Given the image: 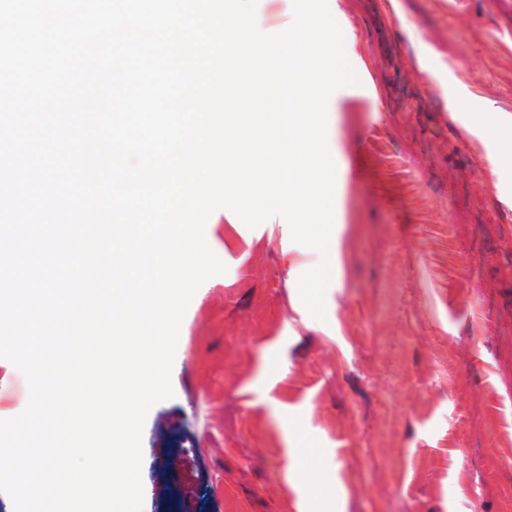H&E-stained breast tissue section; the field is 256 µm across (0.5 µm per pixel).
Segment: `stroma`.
Listing matches in <instances>:
<instances>
[{
  "instance_id": "1",
  "label": "stroma",
  "mask_w": 512,
  "mask_h": 512,
  "mask_svg": "<svg viewBox=\"0 0 512 512\" xmlns=\"http://www.w3.org/2000/svg\"><path fill=\"white\" fill-rule=\"evenodd\" d=\"M358 85L327 109L347 252L325 320L288 227L205 225L225 274L142 431V512H512V0H328ZM276 369L268 373L265 362ZM29 400L0 363V419ZM309 448L287 462L288 435Z\"/></svg>"
}]
</instances>
